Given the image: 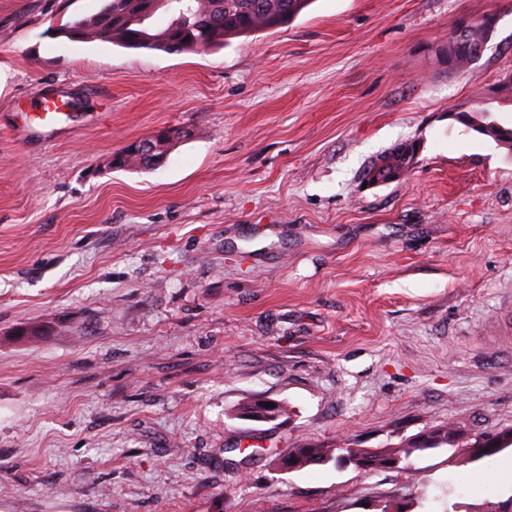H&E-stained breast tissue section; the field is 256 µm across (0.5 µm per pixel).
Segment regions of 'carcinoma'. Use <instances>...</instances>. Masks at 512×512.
Masks as SVG:
<instances>
[{"label": "carcinoma", "mask_w": 512, "mask_h": 512, "mask_svg": "<svg viewBox=\"0 0 512 512\" xmlns=\"http://www.w3.org/2000/svg\"><path fill=\"white\" fill-rule=\"evenodd\" d=\"M313 0H193L190 7L168 14V22L157 27L143 14L144 0H103L98 12L90 16H73L64 23L47 29L52 38L69 41L101 40L134 50L206 51L224 46L230 38L250 36L280 28L307 9ZM448 72H460L473 63L472 52L448 46L444 52ZM501 107L512 104V79L502 75L493 93H484L474 109L475 125L471 129L488 136L512 150V124L491 119L493 104ZM477 439H462V433L452 425L435 427L425 433L382 448L363 452L357 470L375 471L386 468V462L397 459L405 466L421 453L450 446L454 454H463L471 462L491 458L512 448V443L488 448L479 453L471 451ZM345 452L343 448L323 445L298 446L288 449L282 465L293 463L300 471L310 466L335 463Z\"/></svg>", "instance_id": "carcinoma-1"}]
</instances>
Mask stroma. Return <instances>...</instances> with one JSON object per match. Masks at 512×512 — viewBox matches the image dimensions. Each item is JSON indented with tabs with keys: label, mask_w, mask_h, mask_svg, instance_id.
<instances>
[{
	"label": "stroma",
	"mask_w": 512,
	"mask_h": 512,
	"mask_svg": "<svg viewBox=\"0 0 512 512\" xmlns=\"http://www.w3.org/2000/svg\"><path fill=\"white\" fill-rule=\"evenodd\" d=\"M100 6L0 0V512L511 498L444 448L410 471L273 461L512 427V150L448 118L512 71V0H315L209 53L46 36ZM489 12L448 73L449 31ZM51 96L69 116L46 125ZM168 128L188 136L160 165L111 166ZM406 141L409 175L366 184ZM248 398L288 414L236 418ZM489 40L482 26L476 24L473 25L470 28V30L466 32V41L469 44L470 51L467 52L460 46L456 48L451 45H448L444 52L445 63L446 68L448 69V73L460 72L463 71L464 69L469 68L473 63V47L480 45L486 46Z\"/></svg>",
	"instance_id": "stroma-1"
}]
</instances>
